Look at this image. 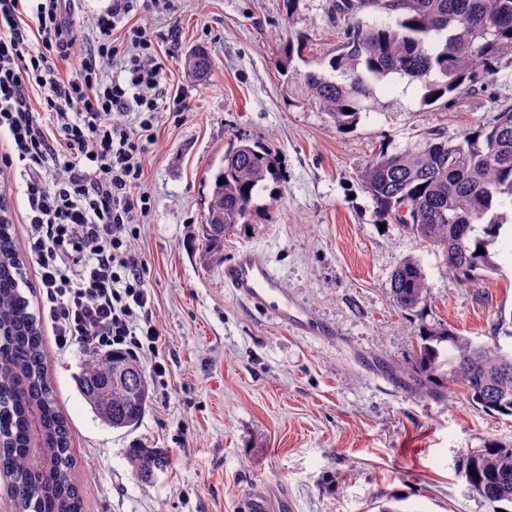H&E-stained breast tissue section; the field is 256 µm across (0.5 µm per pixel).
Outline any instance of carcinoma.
<instances>
[{
    "instance_id": "1",
    "label": "carcinoma",
    "mask_w": 512,
    "mask_h": 512,
    "mask_svg": "<svg viewBox=\"0 0 512 512\" xmlns=\"http://www.w3.org/2000/svg\"><path fill=\"white\" fill-rule=\"evenodd\" d=\"M368 7L397 15L393 25L359 24L328 59L330 72L287 65L292 100L330 115L336 129L353 126L374 104V84L385 79L417 81L433 104L503 58L512 59V0H345L331 11L352 14ZM188 77L201 81L211 70L205 50L183 61ZM380 212L399 221L421 241L442 251L448 269L464 281L496 265L489 247L512 204V105L490 125L478 124L457 143L428 132L423 145L402 152L381 149L361 175ZM278 180L274 153L246 139L231 146L213 176L206 224L209 248L247 224L255 199ZM484 253H478V249ZM12 225L0 227V475L11 497L30 512H81L74 478L70 427L48 379L47 353L30 300L21 291ZM427 290L419 262L408 258L391 275L389 293L403 311L415 310ZM416 362L427 372L448 367L449 381L484 412L512 416V352L478 343L456 329L421 337ZM134 367L126 382H112L119 368ZM80 389L97 416L114 429L143 418L150 386L135 360L123 353L97 355L87 364ZM128 462L141 478L167 466L154 448H132ZM463 473L489 512H512V442L488 439L463 458Z\"/></svg>"
}]
</instances>
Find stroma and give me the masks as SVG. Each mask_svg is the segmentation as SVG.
I'll return each instance as SVG.
<instances>
[{
	"label": "stroma",
	"mask_w": 512,
	"mask_h": 512,
	"mask_svg": "<svg viewBox=\"0 0 512 512\" xmlns=\"http://www.w3.org/2000/svg\"><path fill=\"white\" fill-rule=\"evenodd\" d=\"M331 0H173V13L140 20L160 38L168 85L157 139L144 155L151 209L130 246L146 262L153 321L165 344V378L150 355L137 360L151 402L138 427L96 418L77 379L89 360L57 348L41 324L48 377L69 420L83 512H240L255 488L288 493L298 512H488L461 473L463 457L489 437L512 440V417L486 414L447 378L415 363L423 328L453 327L512 351V233L494 250L498 269L471 282L441 252L384 221L361 172L378 150L418 145L425 132L449 141L512 104V60L434 104L420 84L379 83L374 111L338 131L327 113L289 105L280 67L289 31L310 65L326 59L355 22H388L368 9L331 15ZM176 39H168L171 25ZM203 46L205 81L182 61ZM277 153L281 180L259 199L251 226H236L206 253L201 226L213 173L231 142ZM242 248L262 250L289 295L328 333L300 336L224 286V264ZM418 260L427 292L412 312L387 288L405 258ZM161 448L167 468L143 481L128 451Z\"/></svg>",
	"instance_id": "stroma-1"
}]
</instances>
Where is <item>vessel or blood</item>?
I'll return each mask as SVG.
<instances>
[{
	"label": "vessel or blood",
	"instance_id": "vessel-or-blood-1",
	"mask_svg": "<svg viewBox=\"0 0 512 512\" xmlns=\"http://www.w3.org/2000/svg\"><path fill=\"white\" fill-rule=\"evenodd\" d=\"M224 285L254 310L271 314L283 326L311 335H324V328L309 311L289 299L268 259L259 249L239 251L224 266ZM293 501L274 506L269 493L257 490L243 500L244 512H293Z\"/></svg>",
	"mask_w": 512,
	"mask_h": 512
}]
</instances>
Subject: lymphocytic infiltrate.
<instances>
[{"label": "lymphocytic infiltrate", "mask_w": 512, "mask_h": 512, "mask_svg": "<svg viewBox=\"0 0 512 512\" xmlns=\"http://www.w3.org/2000/svg\"><path fill=\"white\" fill-rule=\"evenodd\" d=\"M172 0H110L75 53V0H0V129L11 141L0 165L21 163L26 248L38 270L42 317L59 349L89 355L156 354L163 336L152 320L145 262L126 237L149 212L142 156L155 138L164 65L141 9ZM76 59L74 74L60 62ZM119 64L104 79L105 62ZM40 97L45 128L31 105ZM132 111L131 123L112 121Z\"/></svg>", "instance_id": "obj_1"}]
</instances>
